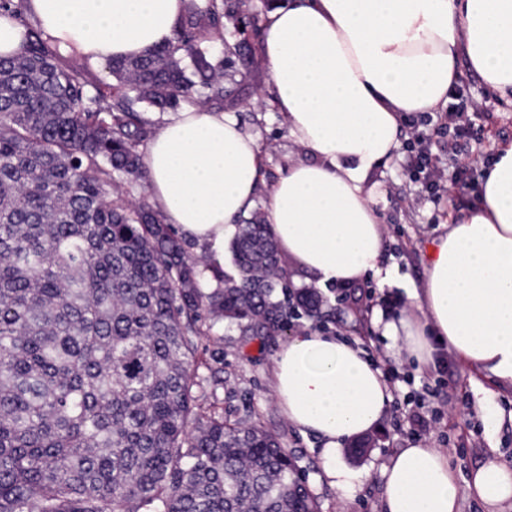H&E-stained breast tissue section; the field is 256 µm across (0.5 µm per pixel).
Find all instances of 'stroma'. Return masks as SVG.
<instances>
[{
    "mask_svg": "<svg viewBox=\"0 0 512 512\" xmlns=\"http://www.w3.org/2000/svg\"><path fill=\"white\" fill-rule=\"evenodd\" d=\"M461 80L479 103L473 120L482 126L488 149L511 141L512 104L470 70H463ZM241 86L236 115L258 138L264 181L270 184L299 150L274 108L271 73L264 59H257ZM407 158V150H400L375 176L382 190L375 209L386 232L380 258L382 268L389 272L385 283L370 277L353 288L321 287L322 321L304 316L294 322L295 329L332 328L357 343L389 385L391 402L379 429L369 435L370 447L360 455L348 447L341 451L342 461L354 474L347 490L330 485L324 474L321 441L285 420L270 387V370L283 334L259 339L224 322L216 329L224 353V382L217 397L225 418L259 423L275 435L294 458L320 512H382L384 469L398 449L413 444L446 450L453 469L463 478L491 453L512 464V389L499 390L492 400L482 401L480 390L490 387L489 378H473L470 368L453 356L436 371L418 373L407 355L390 347L372 323L374 311L392 318L409 305L412 289L421 285L432 239L443 225L467 215L477 201L475 192L455 189L439 200L428 199L420 185L410 180ZM418 411L430 421L429 430L422 433L409 424L410 416Z\"/></svg>",
    "mask_w": 512,
    "mask_h": 512,
    "instance_id": "35a3bbf8",
    "label": "stroma"
}]
</instances>
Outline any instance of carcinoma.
<instances>
[{
	"instance_id": "1",
	"label": "carcinoma",
	"mask_w": 512,
	"mask_h": 512,
	"mask_svg": "<svg viewBox=\"0 0 512 512\" xmlns=\"http://www.w3.org/2000/svg\"><path fill=\"white\" fill-rule=\"evenodd\" d=\"M28 2L0 0L24 27L0 56V512H319L279 439L208 401L222 352L198 356L219 321L268 336L290 307L318 316V293L256 212L222 271L123 201L145 179L144 113L235 109L224 74L255 23L240 0H183L167 45L112 60L106 85Z\"/></svg>"
}]
</instances>
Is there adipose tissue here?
Returning <instances> with one entry per match:
<instances>
[{"label": "adipose tissue", "mask_w": 512, "mask_h": 512, "mask_svg": "<svg viewBox=\"0 0 512 512\" xmlns=\"http://www.w3.org/2000/svg\"><path fill=\"white\" fill-rule=\"evenodd\" d=\"M60 49L102 65L167 44L182 0H31ZM273 103L303 156L267 194L280 253L317 283L352 284L375 269L385 229L371 177L401 147L402 122L448 105L468 66L512 94V0H285L263 19ZM151 201L220 267L224 235L254 208L261 150L233 113L165 116L143 155ZM413 311L374 321L418 371L452 353L512 387V141L498 145L472 214L429 248ZM271 387L293 426L319 437L326 475L346 487L342 445L376 430L391 399L382 371L343 336L305 329L285 339ZM384 512H488L512 506V467L495 459L459 479L448 454L415 445L385 468Z\"/></svg>", "instance_id": "1"}]
</instances>
